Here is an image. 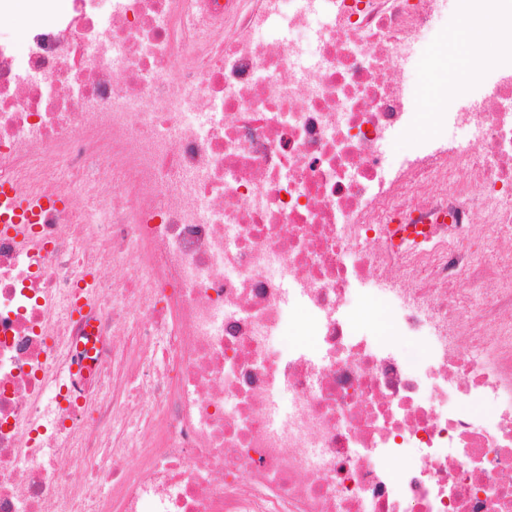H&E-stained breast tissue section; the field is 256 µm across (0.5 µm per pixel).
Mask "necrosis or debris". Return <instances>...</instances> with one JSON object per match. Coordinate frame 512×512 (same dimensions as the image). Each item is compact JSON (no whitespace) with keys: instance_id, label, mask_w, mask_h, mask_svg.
<instances>
[{"instance_id":"obj_1","label":"necrosis or debris","mask_w":512,"mask_h":512,"mask_svg":"<svg viewBox=\"0 0 512 512\" xmlns=\"http://www.w3.org/2000/svg\"><path fill=\"white\" fill-rule=\"evenodd\" d=\"M25 1L0 180L85 207L0 232V512H512V58L471 147L444 0ZM453 14L454 11H450L448 7L447 18L445 17L441 24L431 32L429 39L425 44L423 56V58H425L424 60H426L431 52L435 49L432 56L427 61L429 64V69L432 71H437L440 67H442L446 60L448 61V64L454 60L453 56L448 52L449 45H440L448 43L449 38L452 36L455 30L456 22L458 19L457 17H454ZM436 46L438 47L435 48ZM406 83L409 86L410 97H409V110L410 112H435V109L439 104L438 92L436 88L429 87L426 91L428 83V75L421 69V66L416 67V70L410 73H406L404 77ZM425 92V93H424ZM424 94V96H423ZM423 96V97H422ZM422 98V99H421ZM421 100V102H420Z\"/></svg>"}]
</instances>
